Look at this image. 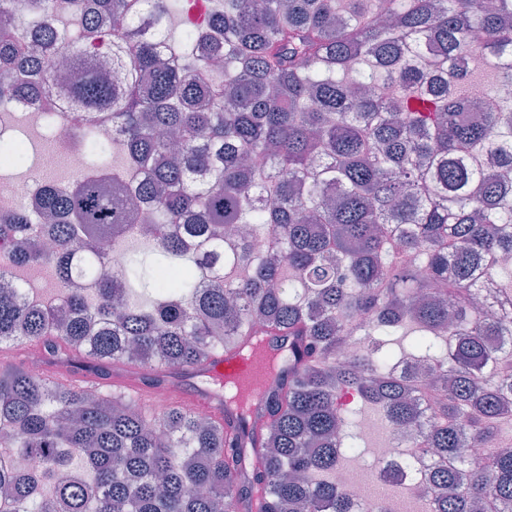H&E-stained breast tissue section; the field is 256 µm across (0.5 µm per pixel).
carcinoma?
Here are the masks:
<instances>
[{"label": "carcinoma", "instance_id": "cac0c4a2", "mask_svg": "<svg viewBox=\"0 0 512 512\" xmlns=\"http://www.w3.org/2000/svg\"><path fill=\"white\" fill-rule=\"evenodd\" d=\"M32 2L21 26L0 0V112L43 99L110 123L145 177L136 198L102 171L45 188L50 251L27 210L0 211V250L66 298L28 304L0 274V347L144 366L163 388L259 336L289 345L251 399L210 381L221 419L203 423L0 368V512H351L338 463L362 448L344 391L431 457L428 512H504L512 97L479 112L470 92L512 83V0H220L179 42L169 0ZM62 44L76 77L58 103ZM131 230L147 251L113 271L100 243ZM356 336L373 349L346 359Z\"/></svg>", "mask_w": 512, "mask_h": 512}]
</instances>
